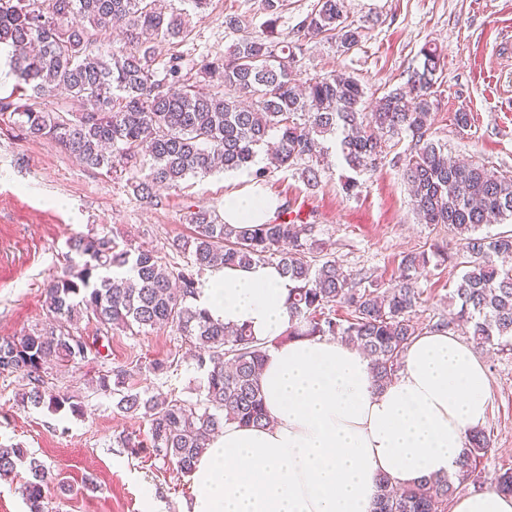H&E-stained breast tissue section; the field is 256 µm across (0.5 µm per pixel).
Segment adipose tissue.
Here are the masks:
<instances>
[{
    "label": "adipose tissue",
    "mask_w": 512,
    "mask_h": 512,
    "mask_svg": "<svg viewBox=\"0 0 512 512\" xmlns=\"http://www.w3.org/2000/svg\"><path fill=\"white\" fill-rule=\"evenodd\" d=\"M224 221L268 224L279 202L248 171ZM292 281L277 265L227 266L201 281L197 307L269 342L259 375L268 425L228 421L198 460L182 512H370L380 477L405 486L454 475L488 419L489 373L471 346L426 331L378 386L369 359L333 337L287 339Z\"/></svg>",
    "instance_id": "ef3b65f1"
}]
</instances>
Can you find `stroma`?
<instances>
[{
    "instance_id": "stroma-1",
    "label": "stroma",
    "mask_w": 512,
    "mask_h": 512,
    "mask_svg": "<svg viewBox=\"0 0 512 512\" xmlns=\"http://www.w3.org/2000/svg\"><path fill=\"white\" fill-rule=\"evenodd\" d=\"M351 20L365 28L359 49L343 56L334 41L315 39L297 57L299 77L347 70L365 86L366 107L376 97L405 84L427 44L441 49L433 130L452 156L473 158L488 167L512 171V0H345ZM239 20L226 28L225 16ZM261 0H209L190 16L186 41L163 43L161 56H183L184 72L196 79L201 57L223 56L243 33H261ZM467 112L471 126L458 128L454 115ZM329 171L309 188L299 170H271L266 189L293 208L304 209L323 242L345 269L371 274L388 284L403 255L438 245L457 251L447 226L418 223L401 173L391 159L376 171L360 174L356 194L342 185L348 167L329 156ZM223 174L191 178L158 192L156 204L140 202L125 181L84 167L72 154L47 139L21 138L0 121V336H18L47 317L44 288L69 272L68 238L91 232L133 241L159 256L171 257L174 239L189 236L190 212L224 211L231 191ZM459 275L451 264L431 265L419 273L423 292L418 322L430 328L448 311V294ZM489 372V419L485 431L494 449L487 471L512 467V350L480 349ZM153 358L172 360L164 376L139 374L132 387L146 395H175L196 400L205 372L175 329L139 335L113 330L103 357H88L73 367H54L46 380L78 395L84 416L69 411L24 407L17 394L24 385L0 374V444L25 448L74 488L53 501L57 512H140L141 490L151 488L160 512H181L191 479L150 453L132 456L115 437L131 432L147 439L149 423L120 413L116 398L97 391L96 381L117 367Z\"/></svg>"
}]
</instances>
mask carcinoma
Listing matches in <instances>:
<instances>
[{
    "label": "carcinoma",
    "mask_w": 512,
    "mask_h": 512,
    "mask_svg": "<svg viewBox=\"0 0 512 512\" xmlns=\"http://www.w3.org/2000/svg\"><path fill=\"white\" fill-rule=\"evenodd\" d=\"M167 0H0V47L25 103L0 99V118L26 139H50L90 168L126 177L134 195L154 203L156 191L217 168L249 167L257 149L275 140L278 168L301 167L307 186L321 180L317 139H333L336 151L355 173L378 167L403 136L411 146L393 157L408 184L420 224H446L462 241L455 254L436 247L434 255L463 271L448 296V315L435 330L464 326L478 347H512V233L479 236L492 222H512V173L476 161H460L432 132L438 47L420 49L422 60L402 86L362 109L365 88L350 72L314 75L297 81L295 63L303 43L318 36L336 41L347 55L362 42L364 26L348 20L344 0H316L288 35L278 31L286 0H261L263 31L246 34L222 58L204 60L197 75L208 83L185 82L181 57L159 59L156 44L182 42L191 33L189 14ZM118 29L126 37L119 53L96 48L100 34ZM63 91L81 102L79 113L48 109L46 96ZM290 205L272 224L235 228L215 211L191 213L193 236L171 249L183 262L164 261L152 249L121 245L107 235L87 234L68 243L81 267L50 280L44 288L48 321L32 331L0 338V374L27 381L18 393L23 406L68 408L82 416L79 397L45 381V366L77 364L91 353L74 334L79 321L93 318L109 331L142 332L172 327L198 348L206 376L195 402L172 396L144 397L130 387L142 371L155 376L172 369L167 359L99 377L103 392L118 396L123 413L150 424L148 443L132 433L115 441L130 454L143 447L190 474L212 435L233 421L260 426L265 419L258 370L266 343L244 326L212 320L193 304L201 277L226 265L275 263L296 287L291 289V326L285 339L337 337L364 349L378 385L392 381L402 355L422 333L416 320L422 291L419 270L425 252L404 255L388 286L344 269L323 253L314 225L288 221ZM132 265L136 277L116 285L100 270ZM345 310L336 316L334 307ZM483 430L468 437L466 455L454 478L436 476L409 487L379 481L373 512H448L455 483H484L512 494V468L488 476L482 467L491 451ZM26 468L22 496L29 512H48L52 494L66 492L58 475L19 447H0V478Z\"/></svg>",
    "instance_id": "1"
}]
</instances>
